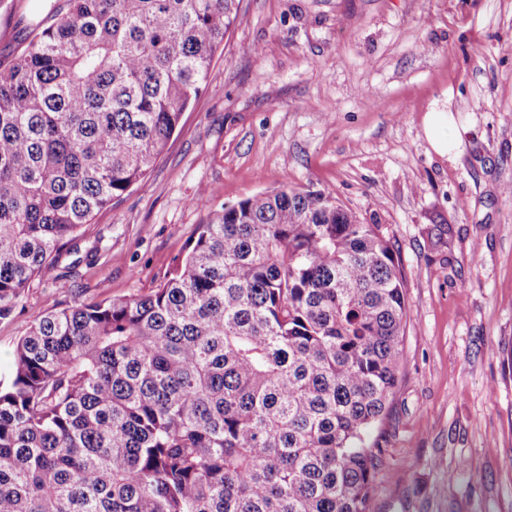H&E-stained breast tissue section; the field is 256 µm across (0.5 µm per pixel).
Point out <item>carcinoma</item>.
<instances>
[{"mask_svg":"<svg viewBox=\"0 0 512 512\" xmlns=\"http://www.w3.org/2000/svg\"><path fill=\"white\" fill-rule=\"evenodd\" d=\"M241 0H52L0 54V319L141 182ZM404 279L381 225L278 189L157 288L34 319L0 378V512H371Z\"/></svg>","mask_w":512,"mask_h":512,"instance_id":"obj_1","label":"carcinoma"}]
</instances>
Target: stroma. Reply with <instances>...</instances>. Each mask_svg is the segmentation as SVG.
Listing matches in <instances>:
<instances>
[{
	"label": "stroma",
	"mask_w": 512,
	"mask_h": 512,
	"mask_svg": "<svg viewBox=\"0 0 512 512\" xmlns=\"http://www.w3.org/2000/svg\"><path fill=\"white\" fill-rule=\"evenodd\" d=\"M284 187L382 225L405 277L371 512H512V0H242L147 178L0 320V373L36 317L150 291L210 214ZM447 112H429L425 121V134L439 153H447L450 149V140L445 135V130L448 129L451 117Z\"/></svg>",
	"instance_id": "stroma-1"
}]
</instances>
